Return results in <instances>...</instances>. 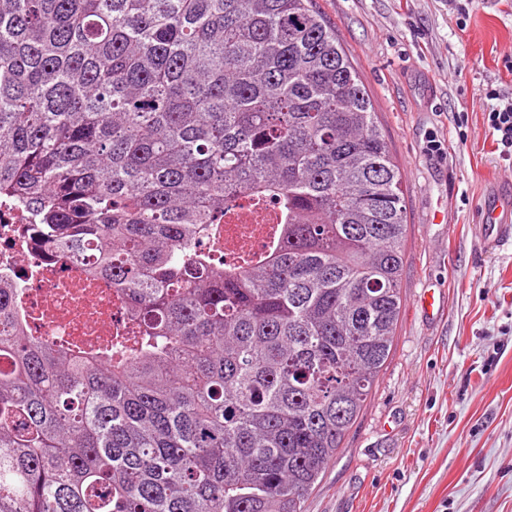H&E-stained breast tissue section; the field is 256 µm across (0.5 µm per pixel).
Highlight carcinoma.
I'll list each match as a JSON object with an SVG mask.
<instances>
[{
	"label": "carcinoma",
	"instance_id": "carcinoma-1",
	"mask_svg": "<svg viewBox=\"0 0 512 512\" xmlns=\"http://www.w3.org/2000/svg\"><path fill=\"white\" fill-rule=\"evenodd\" d=\"M0 195L136 320L56 347L0 278V512H304L390 356L407 231L313 0H0ZM242 198L278 238L216 264Z\"/></svg>",
	"mask_w": 512,
	"mask_h": 512
}]
</instances>
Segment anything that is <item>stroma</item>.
I'll use <instances>...</instances> for the list:
<instances>
[{
    "mask_svg": "<svg viewBox=\"0 0 512 512\" xmlns=\"http://www.w3.org/2000/svg\"><path fill=\"white\" fill-rule=\"evenodd\" d=\"M315 4L401 167L408 231L391 357L306 512H512V250L476 229L512 177L486 96H512V0H473L463 29L448 0Z\"/></svg>",
    "mask_w": 512,
    "mask_h": 512,
    "instance_id": "stroma-1",
    "label": "stroma"
}]
</instances>
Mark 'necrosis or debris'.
<instances>
[{"instance_id":"1","label":"necrosis or debris","mask_w":512,"mask_h":512,"mask_svg":"<svg viewBox=\"0 0 512 512\" xmlns=\"http://www.w3.org/2000/svg\"><path fill=\"white\" fill-rule=\"evenodd\" d=\"M277 211L251 204L237 208L231 219L212 225L204 251L229 257L262 254L273 239ZM29 216L0 205V275L19 290L18 308L30 335L54 344L87 349L110 343L132 327V321L107 278H90L66 253L33 250L22 230Z\"/></svg>"}]
</instances>
